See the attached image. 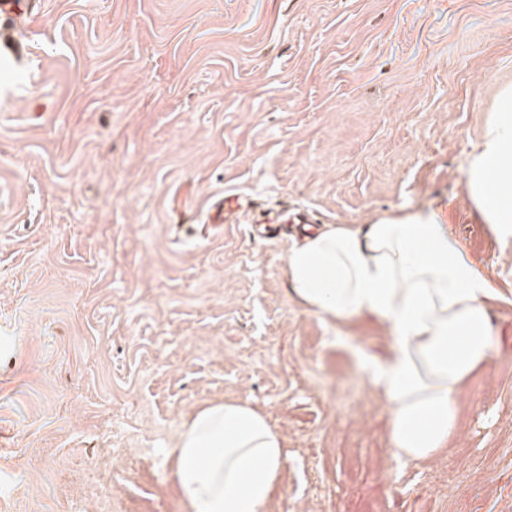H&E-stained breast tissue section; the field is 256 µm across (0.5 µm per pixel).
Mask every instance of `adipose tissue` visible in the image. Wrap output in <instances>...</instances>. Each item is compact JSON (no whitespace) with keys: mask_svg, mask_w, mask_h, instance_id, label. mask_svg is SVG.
Here are the masks:
<instances>
[{"mask_svg":"<svg viewBox=\"0 0 512 512\" xmlns=\"http://www.w3.org/2000/svg\"><path fill=\"white\" fill-rule=\"evenodd\" d=\"M475 208L499 238L512 237V87L466 159ZM289 285L332 322L372 318L392 332L384 355L363 367L390 409L396 457L423 461L447 449L458 397L494 352L500 295L453 240L439 212L422 207L371 224H326L288 251ZM175 481L190 512H265L288 452L246 402L199 411L180 432Z\"/></svg>","mask_w":512,"mask_h":512,"instance_id":"obj_1","label":"adipose tissue"}]
</instances>
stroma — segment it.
Segmentation results:
<instances>
[{"mask_svg": "<svg viewBox=\"0 0 512 512\" xmlns=\"http://www.w3.org/2000/svg\"><path fill=\"white\" fill-rule=\"evenodd\" d=\"M0 57V512H189L173 449L246 401L266 512H512V239L462 169L512 86V0H41ZM371 224L427 205L501 295L449 448L394 456L388 325L290 292L214 195Z\"/></svg>", "mask_w": 512, "mask_h": 512, "instance_id": "35a3bbf8", "label": "stroma"}]
</instances>
